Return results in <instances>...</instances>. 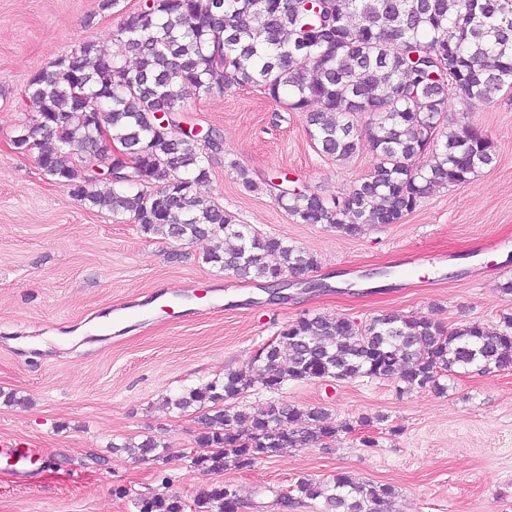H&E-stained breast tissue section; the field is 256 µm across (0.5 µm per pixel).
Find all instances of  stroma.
Segmentation results:
<instances>
[{
    "instance_id": "1",
    "label": "stroma",
    "mask_w": 512,
    "mask_h": 512,
    "mask_svg": "<svg viewBox=\"0 0 512 512\" xmlns=\"http://www.w3.org/2000/svg\"><path fill=\"white\" fill-rule=\"evenodd\" d=\"M143 0H0V441L39 449L34 484L15 483L0 457V512H134L141 495L172 491L186 503L212 486L238 491L240 512H320L316 501L284 503L303 476L347 471L395 488V512H512V369L455 376L447 394L402 393L396 382L356 378L255 388L256 409L272 398L324 407L339 433L331 450L296 448L253 469L205 473L186 459L197 413L163 400L246 368L282 326L307 314L369 320L385 311L454 325L491 327L512 313V90L467 113L487 130L496 160L463 188L439 187L400 224L351 237L327 224L297 223L266 180L287 171L300 187L343 198L374 164L364 148L342 164L320 155L303 113L285 111L254 87L189 97L200 128L224 146L202 196L236 223L288 238L313 254L308 280L289 300L205 260L208 241L144 235L130 217L92 208L53 183L12 139L33 116L25 88L74 46L111 47L125 13ZM258 184L245 192L235 166ZM209 294L215 310L173 306L166 291ZM26 398L7 404L5 394ZM369 425H361V418ZM153 436L161 461L131 460L125 441ZM373 447H365L364 439ZM126 489L124 497L115 488Z\"/></svg>"
}]
</instances>
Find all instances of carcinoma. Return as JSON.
<instances>
[{
  "mask_svg": "<svg viewBox=\"0 0 512 512\" xmlns=\"http://www.w3.org/2000/svg\"><path fill=\"white\" fill-rule=\"evenodd\" d=\"M144 0L123 16L115 49L77 45L29 79L33 118L13 139L39 168L77 200L128 215L146 235L207 240L205 261L244 281L302 282L317 259L273 235H261L198 188L210 181L222 151L219 130H184L190 96L256 87L289 112H305L319 154L345 163L368 145L376 162L342 200L288 186L279 173L266 184L301 224H329L348 235L368 224H401L435 187H464L494 163L489 134L468 120L444 126L448 103L468 111L512 89V0ZM134 63L127 62V55ZM101 112L109 138L133 157H110L79 96ZM165 113L167 131L155 113ZM236 240L226 249L224 241ZM512 367V314L493 329L478 321L451 328L385 312L358 325L315 314L286 324L247 368L228 370L166 405L198 412L192 467L250 470L287 449L320 446L351 432L326 423L320 406L272 400L253 411L239 399L255 387L279 392L289 381L369 377L400 390L448 392L442 383L470 368ZM147 437L120 446L130 459L163 458ZM298 499L323 512H392L395 489L348 472L302 477ZM136 512H186L177 494L134 500ZM229 484L194 502V512H238Z\"/></svg>",
  "mask_w": 512,
  "mask_h": 512,
  "instance_id": "cac0c4a2",
  "label": "carcinoma"
}]
</instances>
